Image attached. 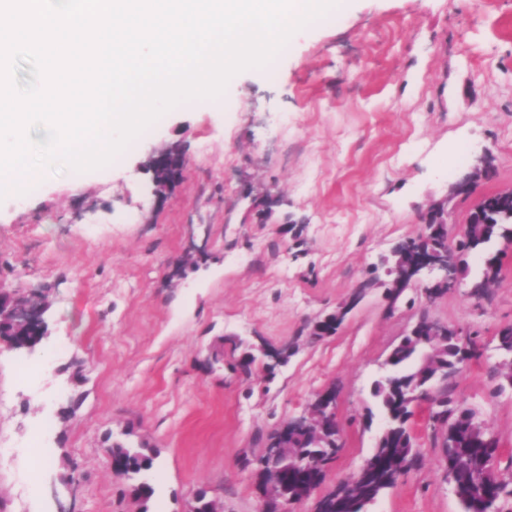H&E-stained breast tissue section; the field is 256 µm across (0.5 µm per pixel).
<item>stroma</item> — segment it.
I'll return each mask as SVG.
<instances>
[{"mask_svg": "<svg viewBox=\"0 0 512 512\" xmlns=\"http://www.w3.org/2000/svg\"><path fill=\"white\" fill-rule=\"evenodd\" d=\"M179 145L186 177L153 195L151 154ZM493 175L453 187L479 158ZM512 188V0H343L264 68L237 74L204 108L164 114L109 167H59L0 199V279L46 305L35 347L0 340V512H138L107 440H146L149 512H187L200 490L224 512H257L243 453L337 391L344 447L326 494L372 452L384 415L371 394L386 358L427 316L480 350L449 395L502 448L512 482V387L494 375L512 324V248L485 295L479 254L457 288L348 307L381 256L417 238L429 206L466 224L478 198ZM345 310L335 334L314 322ZM223 363L208 367L214 349ZM287 350L274 373L248 352ZM39 365L28 378L22 365ZM82 405L62 417L74 393ZM412 425L419 465L367 512H461L440 463L442 435Z\"/></svg>", "mask_w": 512, "mask_h": 512, "instance_id": "1", "label": "stroma"}]
</instances>
